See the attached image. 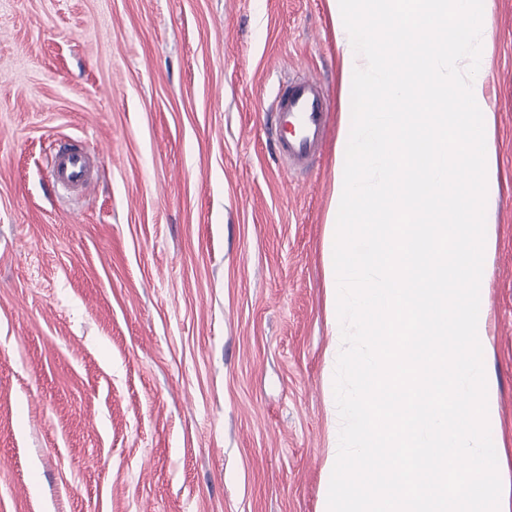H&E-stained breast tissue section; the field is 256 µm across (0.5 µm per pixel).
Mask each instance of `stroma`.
<instances>
[{
  "label": "stroma",
  "mask_w": 512,
  "mask_h": 512,
  "mask_svg": "<svg viewBox=\"0 0 512 512\" xmlns=\"http://www.w3.org/2000/svg\"><path fill=\"white\" fill-rule=\"evenodd\" d=\"M483 8L480 308L512 462V0ZM342 36L327 0H0V512H320ZM303 70L330 109L297 175L270 104ZM61 138L96 151L95 193L46 179Z\"/></svg>",
  "instance_id": "stroma-1"
}]
</instances>
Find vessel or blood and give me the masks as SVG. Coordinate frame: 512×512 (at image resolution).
I'll list each match as a JSON object with an SVG mask.
<instances>
[{"label": "vessel or blood", "mask_w": 512, "mask_h": 512, "mask_svg": "<svg viewBox=\"0 0 512 512\" xmlns=\"http://www.w3.org/2000/svg\"><path fill=\"white\" fill-rule=\"evenodd\" d=\"M273 108L280 158L293 170H308L327 135L328 99L321 80L308 74L288 79ZM49 177L66 193L90 192L95 184L92 151L72 141H58L51 153Z\"/></svg>", "instance_id": "b4317fda"}]
</instances>
